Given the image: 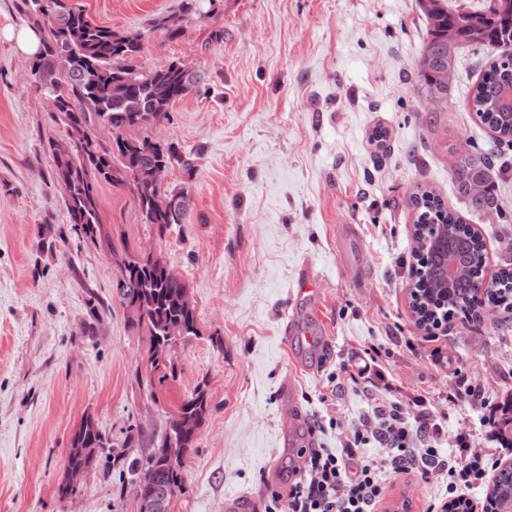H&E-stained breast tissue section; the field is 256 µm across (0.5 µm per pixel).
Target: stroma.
<instances>
[{
	"label": "stroma",
	"mask_w": 512,
	"mask_h": 512,
	"mask_svg": "<svg viewBox=\"0 0 512 512\" xmlns=\"http://www.w3.org/2000/svg\"><path fill=\"white\" fill-rule=\"evenodd\" d=\"M73 2L99 24L142 33L143 71L179 61L207 76L169 120L128 132L196 153L194 174H167L168 188L192 197L187 223L159 240L130 191L98 187L113 241L154 250L186 281L200 334L178 343V378L151 399L137 382L148 340L126 326L118 271L70 231L51 181L48 141L67 132L30 81L32 56L17 43L29 26L21 0H0V512H138L108 457L77 494L60 495L72 432L90 413L122 444L128 428H161L172 402L203 380L208 415L170 512H224L243 495L260 510L287 488L308 437L340 449L380 390L409 418L441 424L442 459L483 448L492 463L512 462V448L486 442L480 425L486 405L512 395V312L453 322L431 341L409 305L414 213L406 201L416 185L435 189L481 231L488 274L512 262V219H503L512 216V150L498 172L501 212L470 211L450 176L449 144L494 150L468 107L492 51L459 50L448 109L434 118L417 77L427 23L416 0H217L214 17L172 41L155 21L177 13L180 0ZM218 28L220 40L211 36ZM378 127L388 132L382 147L371 142ZM43 224L64 233L54 251L36 248ZM343 224L358 232L354 277L342 270ZM306 266L320 279L315 307L296 300ZM92 297L111 311L87 331ZM292 318L326 335L305 368L284 341ZM373 348L367 380H340ZM288 383L303 413L292 448L283 443ZM386 484L383 512H426L445 491L401 474Z\"/></svg>",
	"instance_id": "1"
}]
</instances>
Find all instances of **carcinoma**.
<instances>
[{
	"instance_id": "obj_1",
	"label": "carcinoma",
	"mask_w": 512,
	"mask_h": 512,
	"mask_svg": "<svg viewBox=\"0 0 512 512\" xmlns=\"http://www.w3.org/2000/svg\"><path fill=\"white\" fill-rule=\"evenodd\" d=\"M181 0L179 12L159 17L155 27L170 40L180 38L184 25L201 14L204 2ZM33 23L46 30L39 39L30 74L52 104V120L67 127L74 146L70 153L52 151V178L63 190L69 224L80 241L107 251L119 271L116 288L126 312L127 326L148 337L145 384L152 398L155 385L176 379L174 360L178 342L199 335L197 308L180 302L185 281L173 277L160 257L142 256L124 246L116 249L100 223L96 190L101 182L132 192L143 223L159 239L169 236L177 224L186 223L190 207L174 214L159 209L154 170L160 165L179 167L188 175L195 170L194 155L173 145L131 139L124 131L162 122L174 103L204 82L179 61L159 70L143 72L135 60L142 36L92 22L70 0H23ZM427 22V38L417 62V75L426 97L437 100L436 111L448 110V98L459 48L478 46L498 49L512 46V0H490L485 9L450 7L448 0H432L421 8ZM469 109L478 121L496 134L499 143L512 147V53L502 54L481 72L474 83ZM111 129L112 142L91 139L99 126ZM453 157L451 178L456 192L474 212L499 211L497 172L494 160L481 151L448 146ZM415 212L413 238L416 246L411 264L410 307L423 330L436 328L459 316L477 320L486 308L512 307V268L504 267L494 281L479 290L484 279L485 241L472 225L452 211L437 192L425 185L409 197ZM63 233L51 224L41 227L38 247L53 249ZM456 263L452 280L444 283L440 272L448 258ZM207 384H199L167 412L166 424L175 418L205 422L208 413ZM162 438L150 439V451L128 459L116 451L109 435L91 427L81 437H71L70 447L113 457L120 480L133 478L154 467L160 486L169 498L183 493L185 459L197 440L179 439L182 452L167 460ZM489 512H512V464L500 467L486 491Z\"/></svg>"
}]
</instances>
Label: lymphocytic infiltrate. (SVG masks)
I'll return each instance as SVG.
<instances>
[{
  "label": "lymphocytic infiltrate",
  "mask_w": 512,
  "mask_h": 512,
  "mask_svg": "<svg viewBox=\"0 0 512 512\" xmlns=\"http://www.w3.org/2000/svg\"><path fill=\"white\" fill-rule=\"evenodd\" d=\"M438 423L428 417L410 422L400 404L379 399L372 415L342 444L340 451L306 448L286 494L275 493L265 512H378L389 473H419L422 479L446 476L448 493L472 485L486 472L488 456L474 453L450 466L439 459ZM377 444L387 451L365 459L358 450Z\"/></svg>",
  "instance_id": "obj_1"
}]
</instances>
